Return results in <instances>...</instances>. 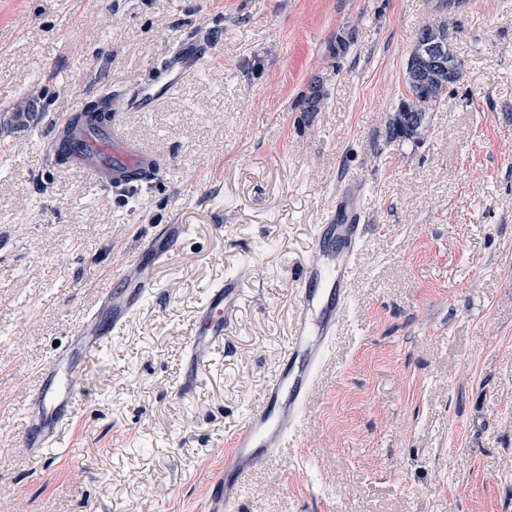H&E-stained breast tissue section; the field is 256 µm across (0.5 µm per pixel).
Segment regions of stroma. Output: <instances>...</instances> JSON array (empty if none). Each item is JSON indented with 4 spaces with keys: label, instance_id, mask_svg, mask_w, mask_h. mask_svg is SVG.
<instances>
[{
    "label": "stroma",
    "instance_id": "stroma-1",
    "mask_svg": "<svg viewBox=\"0 0 512 512\" xmlns=\"http://www.w3.org/2000/svg\"><path fill=\"white\" fill-rule=\"evenodd\" d=\"M440 21L459 78L423 140L392 139L407 56ZM185 37L205 59L160 94L153 64ZM107 88L164 164L133 199L39 142ZM345 180L369 224L348 305L294 447L248 474L240 512H512V0H0V512H198ZM166 224L189 235L143 259L154 292L89 366L70 453L34 465L20 414L42 368ZM228 275L246 296L183 399L188 329Z\"/></svg>",
    "mask_w": 512,
    "mask_h": 512
}]
</instances>
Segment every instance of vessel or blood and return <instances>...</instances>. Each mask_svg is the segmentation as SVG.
Segmentation results:
<instances>
[{
    "label": "vessel or blood",
    "instance_id": "1",
    "mask_svg": "<svg viewBox=\"0 0 512 512\" xmlns=\"http://www.w3.org/2000/svg\"><path fill=\"white\" fill-rule=\"evenodd\" d=\"M200 59L199 46L182 40L157 66L185 76ZM43 148L50 164H66L87 181L123 195L156 182L163 169L156 153L127 139L115 116L92 126L79 108L51 126ZM365 197L366 189L359 182L339 185L335 206L323 223L315 225L313 251L318 259L291 278L295 304L290 340L260 404L235 430L202 512H237L247 475L287 447L291 442L287 426L301 423L311 388L337 333L339 312L347 304L348 282L365 242ZM151 292V284L143 281L121 293L107 290L67 326V343L41 370L36 391L22 408L23 440L35 462H42L46 449L68 447L64 430L75 417L86 369L122 333L129 319L141 312ZM243 294L244 283L235 276L209 290L187 336L183 393L197 387L201 366L223 347L229 319Z\"/></svg>",
    "mask_w": 512,
    "mask_h": 512
}]
</instances>
